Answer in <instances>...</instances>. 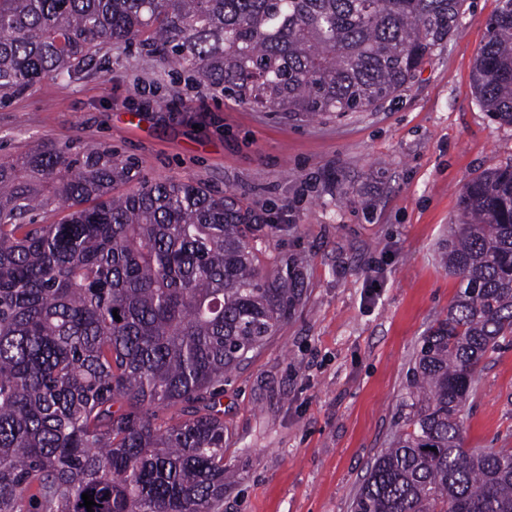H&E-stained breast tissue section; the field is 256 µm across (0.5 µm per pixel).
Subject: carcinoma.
Instances as JSON below:
<instances>
[{
  "label": "carcinoma",
  "mask_w": 512,
  "mask_h": 512,
  "mask_svg": "<svg viewBox=\"0 0 512 512\" xmlns=\"http://www.w3.org/2000/svg\"><path fill=\"white\" fill-rule=\"evenodd\" d=\"M462 5L0 0V93L135 46L257 108L365 112L454 37ZM474 91L512 126V0L488 20ZM123 176L105 148L0 160V512H87L84 493L94 512L224 510V378L302 289L262 276L233 197L189 181L118 194ZM54 203L59 221H29ZM460 208L442 256L459 292L423 339L405 429L353 512H512V452L462 437L480 365L512 336V165L469 181Z\"/></svg>",
  "instance_id": "obj_1"
}]
</instances>
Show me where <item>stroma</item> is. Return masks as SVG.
Wrapping results in <instances>:
<instances>
[{
	"instance_id": "1",
	"label": "stroma",
	"mask_w": 512,
	"mask_h": 512,
	"mask_svg": "<svg viewBox=\"0 0 512 512\" xmlns=\"http://www.w3.org/2000/svg\"><path fill=\"white\" fill-rule=\"evenodd\" d=\"M497 6L465 0L460 33L366 112H263L133 48L0 98V156L109 148L130 185L234 196L262 227L260 268L297 276L300 305L224 384V512H352L399 431L423 338L459 290L441 261L459 196L512 164V126L472 86ZM463 442L512 450V341L481 365Z\"/></svg>"
}]
</instances>
